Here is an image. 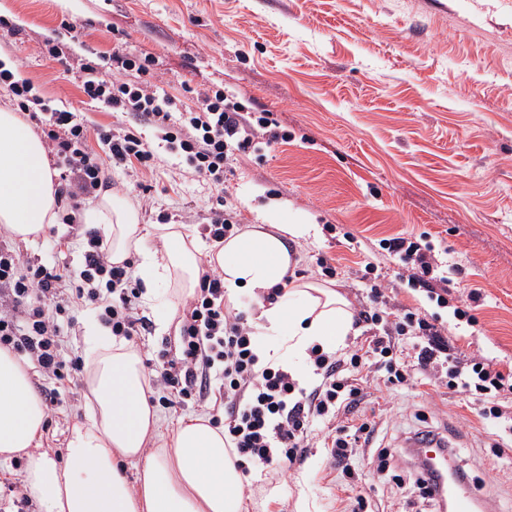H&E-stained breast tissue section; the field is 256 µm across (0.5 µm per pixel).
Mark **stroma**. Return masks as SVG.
I'll use <instances>...</instances> for the list:
<instances>
[{
    "instance_id": "stroma-1",
    "label": "stroma",
    "mask_w": 512,
    "mask_h": 512,
    "mask_svg": "<svg viewBox=\"0 0 512 512\" xmlns=\"http://www.w3.org/2000/svg\"><path fill=\"white\" fill-rule=\"evenodd\" d=\"M0 58L51 106L75 110L95 153L96 132L125 128L157 155L147 171L112 168V193L136 208L142 224L163 215L193 229L202 253L214 251L204 227L217 207L237 212L241 225L304 223L315 235L288 247L297 282L314 280L366 303L364 283L376 278L399 316L418 310L442 326L462 354L512 363V0H0ZM83 55L131 52L154 60L148 81L197 108L199 95L231 88L248 106L274 112L288 143L240 154L224 189L199 177L168 152L139 117L115 112L82 92L78 64L44 53L46 39ZM394 236L430 242L437 273L452 279L448 306L410 287L408 271L381 246ZM56 241L48 257L45 241ZM0 246L21 263L81 265L82 247L68 224L50 225L42 239L15 240L0 229ZM326 257L335 277L316 265ZM479 293L469 302L470 293ZM469 304L474 323L454 318ZM151 324L135 337L149 375L161 364L163 340L178 322L160 325V308L142 302ZM84 370L58 381L31 372L38 392L58 390L47 405L42 448L66 456L72 426L88 412ZM353 424L375 425L374 444L397 450L422 426L452 430L470 483L483 497L480 512H512V437L481 425L478 405L440 381L409 390L368 383ZM153 390L159 432L179 420L223 417L214 397L171 408ZM505 447L494 457L495 444ZM372 454L357 456L365 482L346 486L323 448L312 447L286 475L250 467L242 493L248 512H336L337 500L366 498L370 512H434L412 462L371 482Z\"/></svg>"
}]
</instances>
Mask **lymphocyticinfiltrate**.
<instances>
[{
  "instance_id": "1",
  "label": "lymphocytic infiltrate",
  "mask_w": 512,
  "mask_h": 512,
  "mask_svg": "<svg viewBox=\"0 0 512 512\" xmlns=\"http://www.w3.org/2000/svg\"><path fill=\"white\" fill-rule=\"evenodd\" d=\"M81 89L89 99L115 112H135L162 134L171 152L181 155L194 171L215 186H223L224 173L235 153L282 144L288 132L273 112L249 109L229 91L205 95L199 110L178 109L174 97L162 87L126 81L129 72L146 74L145 60L116 52L80 65ZM10 86L24 112L47 114L44 133L61 168L69 196H88L105 181L107 167L131 162L152 167L156 156L133 132L102 128L99 141L106 146L98 156L86 146L87 130L68 109L49 108L30 83L16 82L10 70L0 69V84ZM80 269L56 264L21 266L11 251L0 249V346L28 355L40 372L63 378L67 361L60 338L74 315L83 311L109 327L113 336L132 339L148 329L141 315L138 290L133 285L130 262L112 263L108 246L96 228L84 229ZM386 250L409 265V279L445 303L448 286H435L430 245L406 237L384 242ZM369 304L355 316L356 323L379 326L367 347L337 356L312 347L308 352L311 379L299 385L283 367L258 368L254 327L243 313L231 312L224 303V282L213 270L202 271L195 295L186 300L173 349H162V371L156 387L167 392L169 406L205 398L211 379L223 378L224 440L239 464L279 466L290 470L304 458L309 437L316 429H333L326 449L330 464L344 477L357 473L353 462L359 442L372 438L370 423L344 424L362 402L364 374H373L392 388L422 384L444 374L448 390L480 402V422H512V370L458 353L441 327L418 312H406L397 321L384 319L388 301L381 283H367Z\"/></svg>"
}]
</instances>
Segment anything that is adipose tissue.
Returning <instances> with one entry per match:
<instances>
[{
  "label": "adipose tissue",
  "mask_w": 512,
  "mask_h": 512,
  "mask_svg": "<svg viewBox=\"0 0 512 512\" xmlns=\"http://www.w3.org/2000/svg\"><path fill=\"white\" fill-rule=\"evenodd\" d=\"M55 177L40 136L20 113L0 106V225L13 238L35 241L57 223L61 207ZM82 221L102 225L113 263L139 253L137 275L147 301H157L164 284H176L187 297L198 288V240L185 225H155L165 244L158 254L142 250L138 213L121 196L105 193ZM309 233L306 224L248 229L225 237L211 257L227 301L243 290L258 298L257 326L281 338L275 346L256 343L258 367L293 366L316 345L335 351L353 329L349 303L336 289L287 282L295 262L288 243ZM278 286L282 296L263 303V296ZM84 342L89 413L73 425L63 463L40 450L45 405L30 382L27 363L0 347V463L26 457L25 493L45 512H245L242 475L223 430L197 416L158 440L150 381L137 349L95 323L88 325ZM126 465L136 469V481L123 474Z\"/></svg>",
  "instance_id": "1"
}]
</instances>
